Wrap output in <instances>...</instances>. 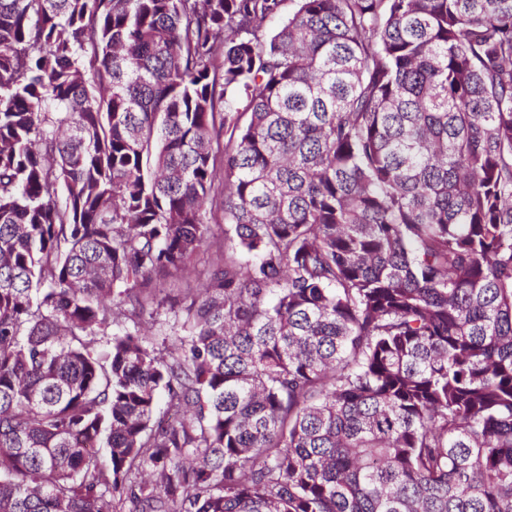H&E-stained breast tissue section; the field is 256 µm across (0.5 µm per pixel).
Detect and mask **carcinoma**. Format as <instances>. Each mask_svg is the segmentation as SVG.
I'll return each mask as SVG.
<instances>
[{
	"label": "carcinoma",
	"mask_w": 512,
	"mask_h": 512,
	"mask_svg": "<svg viewBox=\"0 0 512 512\" xmlns=\"http://www.w3.org/2000/svg\"><path fill=\"white\" fill-rule=\"evenodd\" d=\"M287 2L0 0V512H512V0ZM209 252L202 249L191 261L188 270L164 280L163 296L171 299H182L185 295L180 288H198L206 280Z\"/></svg>",
	"instance_id": "cac0c4a2"
}]
</instances>
